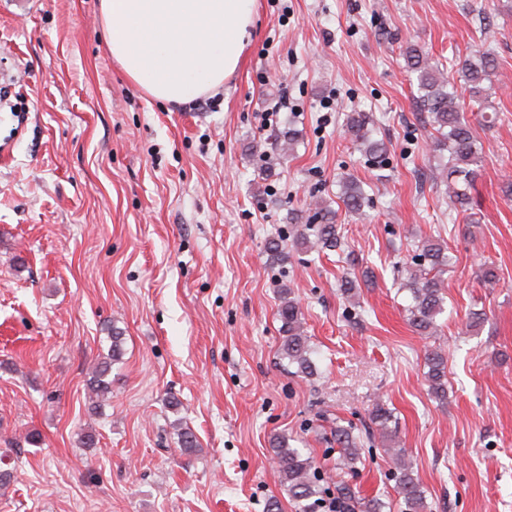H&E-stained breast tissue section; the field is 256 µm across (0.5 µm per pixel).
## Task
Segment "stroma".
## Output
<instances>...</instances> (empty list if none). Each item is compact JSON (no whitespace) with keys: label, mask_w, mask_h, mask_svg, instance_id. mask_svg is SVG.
<instances>
[{"label":"stroma","mask_w":512,"mask_h":512,"mask_svg":"<svg viewBox=\"0 0 512 512\" xmlns=\"http://www.w3.org/2000/svg\"><path fill=\"white\" fill-rule=\"evenodd\" d=\"M96 5L37 0L18 17L0 0V512H267L273 499L297 512L273 438L335 476V426L378 399L431 512H512V0H258L243 62L204 109L129 81ZM476 44L498 59L497 119L474 128L484 162L464 216L448 211L406 51L448 68ZM354 112L386 143L385 169L346 134ZM346 176L371 198L364 216L339 198ZM311 195L336 210L340 246L273 263L266 240ZM428 236L451 262L439 331L423 337L400 271ZM284 285L312 377L280 354ZM116 327L123 354L99 399L88 379ZM430 347L448 358L442 402ZM392 471L367 441L350 483L400 512ZM425 363L428 367L426 381L429 393L437 400L444 401L448 396L447 359L439 348L425 352Z\"/></svg>","instance_id":"1"}]
</instances>
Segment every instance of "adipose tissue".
<instances>
[{"label":"adipose tissue","mask_w":512,"mask_h":512,"mask_svg":"<svg viewBox=\"0 0 512 512\" xmlns=\"http://www.w3.org/2000/svg\"><path fill=\"white\" fill-rule=\"evenodd\" d=\"M113 59L157 100L184 106L239 68L256 0H99Z\"/></svg>","instance_id":"1"}]
</instances>
